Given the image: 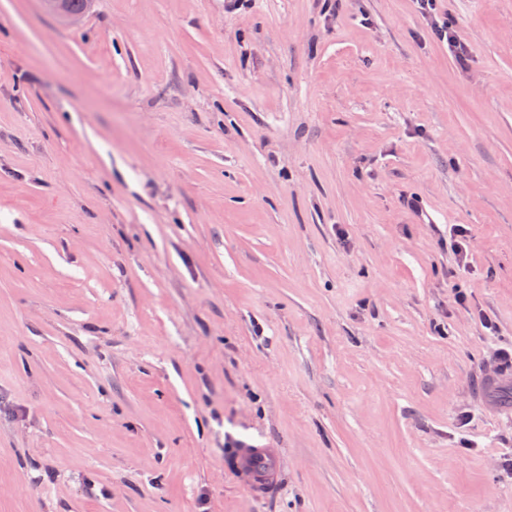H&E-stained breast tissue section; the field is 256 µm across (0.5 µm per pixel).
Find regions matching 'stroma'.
<instances>
[{"label":"stroma","mask_w":512,"mask_h":512,"mask_svg":"<svg viewBox=\"0 0 512 512\" xmlns=\"http://www.w3.org/2000/svg\"><path fill=\"white\" fill-rule=\"evenodd\" d=\"M436 14L0 0V512H512V0ZM417 2L422 15L430 21L431 29L435 32L438 39L443 41L446 38L448 47L453 49L457 59L460 62L465 61L468 53L466 44L455 35L448 24L443 23L441 26L436 20L435 5L437 1L417 0ZM495 373L490 378H484L483 384L476 389L477 401H484L487 396L500 387L512 386V360L498 357L494 364ZM237 457L241 467L251 475L252 485L255 484L256 489L265 486L266 480L279 464L278 454L266 448H245Z\"/></svg>","instance_id":"35a3bbf8"}]
</instances>
